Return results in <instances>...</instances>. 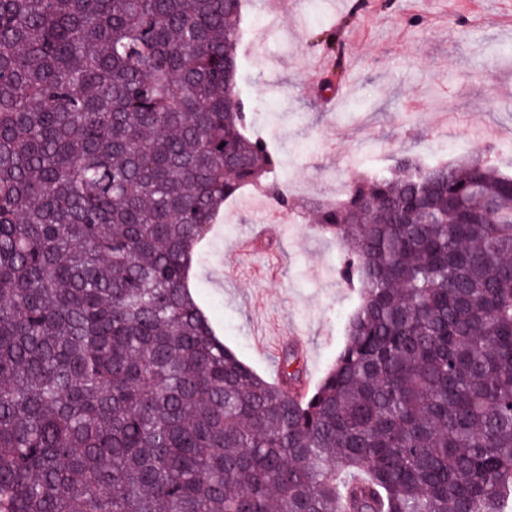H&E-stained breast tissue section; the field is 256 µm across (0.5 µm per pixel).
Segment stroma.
Listing matches in <instances>:
<instances>
[{"label": "stroma", "instance_id": "stroma-1", "mask_svg": "<svg viewBox=\"0 0 512 512\" xmlns=\"http://www.w3.org/2000/svg\"><path fill=\"white\" fill-rule=\"evenodd\" d=\"M245 0L239 51L251 131L282 160L298 224H269L225 203L194 261L197 294L219 336L259 374L284 345L313 388L344 342L357 295L337 276L342 247L305 203L341 195L353 172L411 154H476L512 174V0ZM335 34L343 54L326 51ZM258 236L249 253L241 240Z\"/></svg>", "mask_w": 512, "mask_h": 512}]
</instances>
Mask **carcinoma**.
Here are the masks:
<instances>
[{
    "label": "carcinoma",
    "instance_id": "obj_1",
    "mask_svg": "<svg viewBox=\"0 0 512 512\" xmlns=\"http://www.w3.org/2000/svg\"><path fill=\"white\" fill-rule=\"evenodd\" d=\"M242 11L0 0V512H505L511 174L402 155L309 202L360 297L309 396L190 291L224 201L292 205Z\"/></svg>",
    "mask_w": 512,
    "mask_h": 512
}]
</instances>
